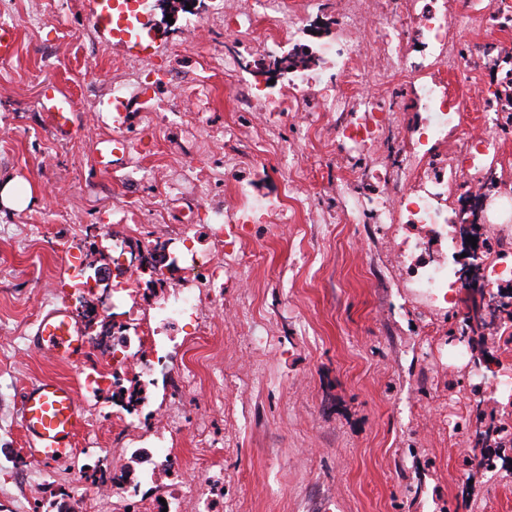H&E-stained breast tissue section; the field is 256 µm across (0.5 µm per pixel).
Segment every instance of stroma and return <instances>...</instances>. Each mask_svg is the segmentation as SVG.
Segmentation results:
<instances>
[{
	"label": "stroma",
	"mask_w": 512,
	"mask_h": 512,
	"mask_svg": "<svg viewBox=\"0 0 512 512\" xmlns=\"http://www.w3.org/2000/svg\"><path fill=\"white\" fill-rule=\"evenodd\" d=\"M102 3L0 0V22L19 37L16 55L0 61V183L16 177L31 188L25 208L0 204V512H73L83 491L74 468L106 458L117 434L124 456L112 468L140 489L121 512H162L164 489L189 483L213 450L224 477L207 502L185 499L183 512H512V447L495 468L463 464L473 431L502 423L512 405L475 386L469 363L449 360L464 306L428 305L395 261L393 241L421 235L420 225L386 224L375 211L385 188L373 171L398 160L393 130L429 118L404 77L366 84L390 104L391 130L360 152L336 135L348 114L328 108L336 70L324 48L339 33L336 0L305 13L291 38L246 44L226 30L215 0L170 16L146 0L138 40L97 26ZM317 19L326 24L319 37L310 31ZM194 20L204 25L196 35ZM454 40L474 59L449 81L468 105L465 123L451 130L458 137L482 112L477 87L512 84V35L483 26L459 29ZM487 42L503 56L498 69L482 63ZM302 45L314 61L299 114L240 111L231 81L288 93L290 76L268 84L255 69ZM215 50L240 58L237 78L209 70ZM145 68L157 70L153 82H141ZM49 81L75 101L79 125L64 140L41 116ZM116 85L126 88L119 107ZM150 107L157 121L147 119ZM228 127L235 137L212 140ZM111 134L133 148L105 175L93 144ZM204 172L222 179L201 200L193 180ZM343 182L346 194H336ZM242 185L248 200L272 209L227 225L216 250L210 217ZM128 197L137 216L120 209ZM347 210L358 211L357 223L343 220ZM131 239L145 251L163 244L177 259L159 281L136 274L133 294L110 276ZM92 249L107 278L86 288L79 258ZM204 252L223 262V275L199 290V310L163 320L160 303L194 286L188 263ZM103 295L112 335L90 339L86 363L34 348L42 311ZM142 355L165 363L141 373ZM46 377L76 388L86 419L71 462L57 466L27 457L20 427L24 387ZM119 384L140 385L136 410L113 399ZM160 446L175 449L173 462L147 479L142 454ZM61 487L67 497H58Z\"/></svg>",
	"instance_id": "1"
}]
</instances>
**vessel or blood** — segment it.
I'll use <instances>...</instances> for the list:
<instances>
[{"mask_svg":"<svg viewBox=\"0 0 512 512\" xmlns=\"http://www.w3.org/2000/svg\"><path fill=\"white\" fill-rule=\"evenodd\" d=\"M40 107L46 110L49 129L57 138L69 137L76 119L72 99L55 83L42 87ZM131 149L121 136L100 140L96 150L100 172L112 174L116 158ZM34 343L38 350L68 362L83 361L89 353L84 329L67 304L41 313ZM20 423L27 455L43 464L67 462L76 437L85 427L76 389L55 378H42L25 389L19 403Z\"/></svg>","mask_w":512,"mask_h":512,"instance_id":"b4317fda","label":"vessel or blood"}]
</instances>
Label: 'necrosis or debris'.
I'll use <instances>...</instances> for the list:
<instances>
[{
  "mask_svg": "<svg viewBox=\"0 0 512 512\" xmlns=\"http://www.w3.org/2000/svg\"><path fill=\"white\" fill-rule=\"evenodd\" d=\"M343 29L336 43L327 45L325 52L336 59L341 84L331 104L339 112L360 113V120L346 123L343 136L354 148L360 149L377 141L383 129L377 114L381 105L376 98H352L346 87L359 85L368 66H375L382 80H389L401 72H408V86L416 105L432 113L427 138L433 144L447 143L448 154L438 157L428 154L419 157L416 152L403 150L396 175L378 172L377 177L386 187L380 210L388 223H396L400 211L414 212L420 223L435 233L450 237L456 224L470 220L485 224L489 237L491 257L484 264L482 275L487 285L512 279V225L500 218L512 207V180L499 181L494 199H486L483 185L501 155V140L496 115L485 114L476 132L463 138H449L448 130L464 119L463 100L448 90L449 74L459 72L471 64L470 58L458 56L453 48L452 31L456 26L489 20L491 15H504L498 0H458L449 7L448 0H409L405 11L392 13L388 0H339ZM268 18L271 38L281 32H295L301 19L300 12L289 9L288 0H253L250 8H242L238 0H224V24L246 34L252 28L255 14ZM387 25L388 38L366 44L358 41L354 32L362 25ZM410 28L424 36L432 46L425 63L417 68L408 65V53L401 38L403 29ZM309 79L299 75L291 92L281 98L259 102L245 85H237L239 104L250 111H298L304 88ZM415 182L412 194L401 190L404 181ZM465 189L474 201L471 210L443 215L438 201L448 189ZM415 288L433 303H443L458 297L462 283L457 269L447 260H439L417 269Z\"/></svg>",
  "mask_w": 512,
  "mask_h": 512,
  "instance_id": "necrosis-or-debris-1",
  "label": "necrosis or debris"
}]
</instances>
